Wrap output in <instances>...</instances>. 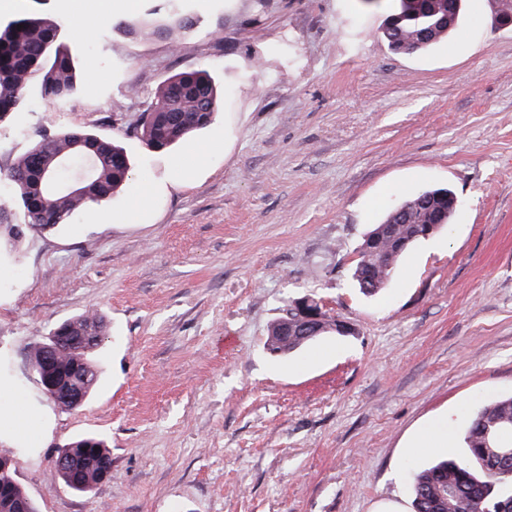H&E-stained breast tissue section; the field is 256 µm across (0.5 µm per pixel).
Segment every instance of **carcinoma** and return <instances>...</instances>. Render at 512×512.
Returning a JSON list of instances; mask_svg holds the SVG:
<instances>
[{
	"instance_id": "obj_1",
	"label": "carcinoma",
	"mask_w": 512,
	"mask_h": 512,
	"mask_svg": "<svg viewBox=\"0 0 512 512\" xmlns=\"http://www.w3.org/2000/svg\"><path fill=\"white\" fill-rule=\"evenodd\" d=\"M461 0H399L382 29V36L397 52L426 50L446 38L458 21ZM164 17L150 14L125 23L139 34L187 33L196 24L188 13L170 3ZM61 20L50 13L21 15L0 26V125L13 120L33 97L47 105H58L79 92L77 64L62 37ZM56 39L60 50L46 57L44 46ZM222 93L209 71L200 66L167 78L158 89L150 110L143 113L132 133L149 149L164 151L196 130L206 126L217 111ZM92 137L95 143V187L87 196L31 189L30 178L44 169L52 173L56 155L80 150L77 135ZM129 160L112 138L88 130L67 129L43 137L18 154L7 174L8 193L0 192V227L7 230L8 243L18 246L33 227H54L68 223L92 203L110 199L129 175ZM449 190L428 189L430 207L417 204L418 197L405 201L406 209H391L386 229L360 258L352 272L355 287L365 295L386 289L405 253L419 239L418 225L434 215L451 221L455 210L448 200ZM410 240L402 253L394 251L400 240ZM65 340L55 353L53 371L59 379L77 384L90 396L99 371L87 346L89 335L107 331L104 316L86 312L54 327ZM297 315L284 313L271 326L266 339L269 352L288 356L313 339L297 336ZM503 436L512 445V396L499 398L472 415L463 436L469 462L442 461L413 475L414 512H512V457H499L488 447L487 432ZM72 464L59 471L64 487L88 494L111 475L112 456L106 441L98 435L79 436L59 448ZM0 512H38L35 500L19 484L15 475L0 472Z\"/></svg>"
}]
</instances>
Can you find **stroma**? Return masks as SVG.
I'll return each instance as SVG.
<instances>
[{
  "label": "stroma",
  "instance_id": "stroma-1",
  "mask_svg": "<svg viewBox=\"0 0 512 512\" xmlns=\"http://www.w3.org/2000/svg\"><path fill=\"white\" fill-rule=\"evenodd\" d=\"M162 3L46 0L81 92L0 128L1 179L42 130L112 137L131 163L111 199L0 254V379L47 424L38 441L0 437V455L40 512H413L411 472L463 457L474 411L512 394V27L465 0L447 39L396 54L391 0H184L198 23L180 48L125 32ZM201 65L224 90L214 120L149 151L131 127L163 80ZM191 146L208 153L173 183ZM144 179L148 206L116 223ZM435 187L461 202L452 222L362 295L371 226ZM304 297L351 333L274 356L271 324ZM88 311L108 323L100 382L66 410L28 379L26 347ZM442 415L448 448L418 452ZM88 433L112 473L83 495L54 457Z\"/></svg>",
  "mask_w": 512,
  "mask_h": 512
}]
</instances>
